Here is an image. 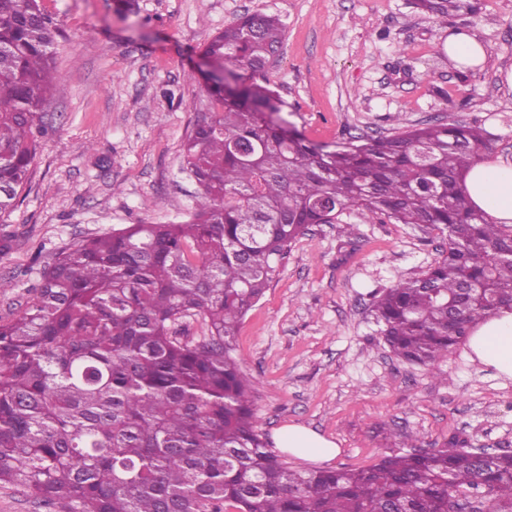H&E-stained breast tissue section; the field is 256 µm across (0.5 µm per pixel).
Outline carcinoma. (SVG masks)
I'll return each instance as SVG.
<instances>
[{
  "label": "carcinoma",
  "mask_w": 512,
  "mask_h": 512,
  "mask_svg": "<svg viewBox=\"0 0 512 512\" xmlns=\"http://www.w3.org/2000/svg\"><path fill=\"white\" fill-rule=\"evenodd\" d=\"M412 4L443 23L481 0ZM284 39L280 17L257 10L205 47L212 108L183 145L198 186L188 222L79 240L45 267L30 305L0 320V487L67 512H448L471 490L486 512H512L509 451L481 456L453 437L365 469L299 471L257 429L233 341L314 224L354 207L448 234L421 276L373 295L385 344L407 362L435 365L512 307V230L465 188L488 149L481 128L313 144L272 117L284 102L260 82ZM56 81L39 0H0V216L28 182ZM196 316L209 335H176Z\"/></svg>",
  "instance_id": "cac0c4a2"
}]
</instances>
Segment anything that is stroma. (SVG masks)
I'll return each instance as SVG.
<instances>
[{"instance_id": "1", "label": "stroma", "mask_w": 512, "mask_h": 512, "mask_svg": "<svg viewBox=\"0 0 512 512\" xmlns=\"http://www.w3.org/2000/svg\"><path fill=\"white\" fill-rule=\"evenodd\" d=\"M52 22L55 84L30 179L0 217V318L33 299L45 267L91 235L189 220L198 188L182 146L209 105L196 74L204 48L240 16L280 15L285 41L265 79L282 116L306 139L336 145L435 122L490 134L485 160L512 158V0L438 23L409 0H40ZM486 48L482 67L449 66L452 27ZM357 227L355 238L341 224ZM439 231L364 219L316 224L242 320L235 354L256 387L266 438L283 426L338 445L330 469L367 468L452 435L471 448L512 450V380L459 344L436 367L395 358L370 313L371 295L420 276Z\"/></svg>"}]
</instances>
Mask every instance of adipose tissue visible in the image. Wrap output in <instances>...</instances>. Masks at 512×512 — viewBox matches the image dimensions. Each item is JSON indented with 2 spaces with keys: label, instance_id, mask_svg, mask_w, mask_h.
Returning <instances> with one entry per match:
<instances>
[{
  "label": "adipose tissue",
  "instance_id": "1",
  "mask_svg": "<svg viewBox=\"0 0 512 512\" xmlns=\"http://www.w3.org/2000/svg\"><path fill=\"white\" fill-rule=\"evenodd\" d=\"M473 205L487 212L497 223H512V160L474 166L466 179ZM467 346L484 365L512 378V309L504 308L481 321L471 332ZM277 447L304 459L326 461L339 452L335 443L300 425L283 427L275 438Z\"/></svg>",
  "mask_w": 512,
  "mask_h": 512
}]
</instances>
